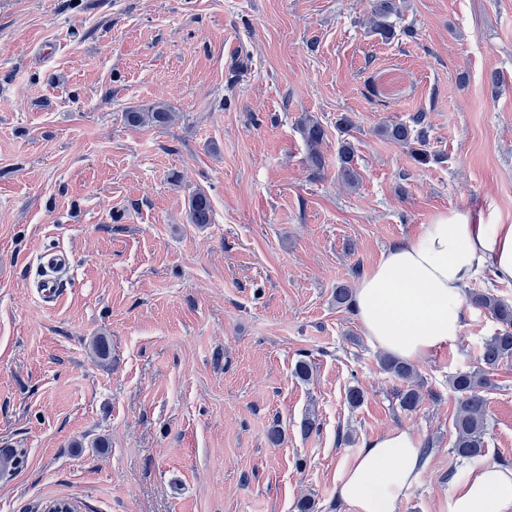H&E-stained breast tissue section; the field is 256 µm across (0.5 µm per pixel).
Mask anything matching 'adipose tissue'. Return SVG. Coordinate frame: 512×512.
I'll return each instance as SVG.
<instances>
[{
	"mask_svg": "<svg viewBox=\"0 0 512 512\" xmlns=\"http://www.w3.org/2000/svg\"><path fill=\"white\" fill-rule=\"evenodd\" d=\"M512 281V224H473L460 213L439 217L391 245L359 280L356 309L380 350L417 363L465 326V292L479 274ZM418 436L395 429L365 443L337 493L355 512H397L425 467ZM448 512H512V468L470 469L448 499Z\"/></svg>",
	"mask_w": 512,
	"mask_h": 512,
	"instance_id": "obj_1",
	"label": "adipose tissue"
}]
</instances>
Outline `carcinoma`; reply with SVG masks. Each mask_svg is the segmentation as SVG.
<instances>
[{
	"mask_svg": "<svg viewBox=\"0 0 512 512\" xmlns=\"http://www.w3.org/2000/svg\"><path fill=\"white\" fill-rule=\"evenodd\" d=\"M398 13L395 0H372L369 28L372 32L390 40L396 36V27L390 21ZM178 112L168 104L158 102L147 109L130 107L123 114L124 121L134 127H169L177 121ZM298 131L307 147L306 161L315 175L321 174L325 158L321 147L326 138L322 123L314 116L305 114L298 121ZM380 133L392 141L411 148L417 162L426 164L430 155L424 150L428 141L426 113L418 112L407 122L386 125ZM337 179L351 191L357 190L361 181L355 150L351 142H340ZM212 206L202 191L191 196L189 221L192 224L211 223ZM467 303L475 310L491 317L497 324L492 336L483 341L477 355V366L448 378V385L456 393V415L453 421L455 439L453 453L471 465L481 464L486 455L485 433L487 427L486 392L493 388L492 375L499 365L512 358V303L488 289L470 288L466 292ZM381 370L403 383L396 398L400 409L413 413L420 406L423 394L416 382L418 374L414 366L393 356L379 359Z\"/></svg>",
	"mask_w": 512,
	"mask_h": 512,
	"instance_id": "cac0c4a2",
	"label": "carcinoma"
}]
</instances>
